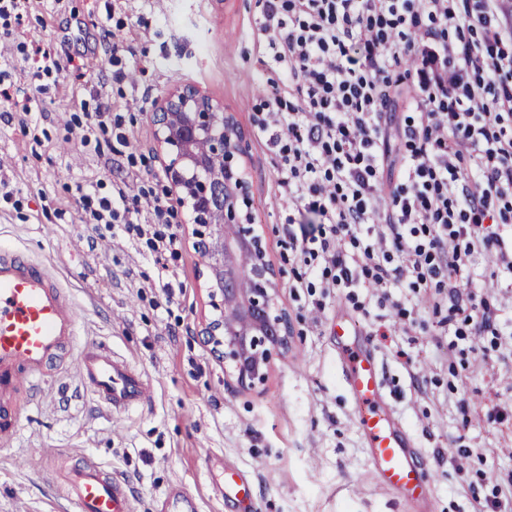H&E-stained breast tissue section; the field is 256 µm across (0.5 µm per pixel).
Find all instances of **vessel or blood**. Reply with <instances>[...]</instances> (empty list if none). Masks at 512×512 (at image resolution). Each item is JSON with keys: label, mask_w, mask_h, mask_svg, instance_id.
I'll return each instance as SVG.
<instances>
[{"label": "vessel or blood", "mask_w": 512, "mask_h": 512, "mask_svg": "<svg viewBox=\"0 0 512 512\" xmlns=\"http://www.w3.org/2000/svg\"><path fill=\"white\" fill-rule=\"evenodd\" d=\"M76 306L53 270L19 250L0 251V447H13L21 425V395L38 396L57 375L64 348L83 384L109 412L124 413L150 399L143 374L113 359L109 347L79 344ZM336 335L346 353L345 382L362 409L357 427L367 442L369 462L384 482L400 493L422 496L425 467L409 438L399 431L384 403V386L376 360L349 342V329L337 323ZM62 453L41 462L55 470L68 512H133L130 490L121 477L100 464L80 461L66 467Z\"/></svg>", "instance_id": "obj_1"}]
</instances>
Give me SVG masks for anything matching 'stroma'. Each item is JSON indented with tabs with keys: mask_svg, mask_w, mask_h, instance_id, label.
<instances>
[{
	"mask_svg": "<svg viewBox=\"0 0 512 512\" xmlns=\"http://www.w3.org/2000/svg\"><path fill=\"white\" fill-rule=\"evenodd\" d=\"M263 0H29L18 28L0 33V246L52 265L81 315L78 340L102 343L152 385L142 409L109 415L74 377L55 376L23 415L14 447H0V512H63L38 455L78 448L110 467L133 495L134 512H167L175 491L198 512H471L512 479V358L483 357L488 339L459 354L443 336V313L426 311L410 332L393 330L391 305L367 299L369 316L342 297L314 299L296 287L285 217L276 197L278 156L253 114L287 84L260 28ZM122 51H113V34ZM48 45L60 60L90 61L80 74L36 78L24 44ZM189 83L223 106L242 134L249 183L237 216L254 217L276 274L277 302L291 322L287 352L273 357L264 385L239 388L198 330L211 307L207 264L193 249L189 206L178 208L185 243L169 270L185 291L153 308L157 270L121 236L87 241L76 185L140 177L166 188L165 153L147 117L176 85ZM106 99L122 117L127 145L82 147L72 113ZM31 100L42 132L33 142L19 106ZM376 359L394 418L427 463L429 494L414 500L372 470L356 420L360 405L342 378L334 325ZM469 457L455 459L459 446ZM248 485L247 502L226 498L228 479Z\"/></svg>",
	"mask_w": 512,
	"mask_h": 512,
	"instance_id": "35a3bbf8",
	"label": "stroma"
}]
</instances>
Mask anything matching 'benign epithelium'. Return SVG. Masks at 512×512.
<instances>
[{"label":"benign epithelium","mask_w":512,"mask_h":512,"mask_svg":"<svg viewBox=\"0 0 512 512\" xmlns=\"http://www.w3.org/2000/svg\"><path fill=\"white\" fill-rule=\"evenodd\" d=\"M148 117L168 158L164 173L170 187L196 214L192 246L208 260L214 315L199 336L239 387L256 388L265 383L272 356L288 351L291 326L276 308L275 272L255 228L238 224L231 234L226 225L235 219L233 198L248 193L239 162L242 136L233 133L231 116L192 84L174 88ZM202 141L208 143L204 153L198 150Z\"/></svg>","instance_id":"1"}]
</instances>
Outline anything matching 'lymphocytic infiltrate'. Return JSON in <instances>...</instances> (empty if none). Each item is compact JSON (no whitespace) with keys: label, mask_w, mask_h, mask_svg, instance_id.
<instances>
[{"label":"lymphocytic infiltrate","mask_w":512,"mask_h":512,"mask_svg":"<svg viewBox=\"0 0 512 512\" xmlns=\"http://www.w3.org/2000/svg\"><path fill=\"white\" fill-rule=\"evenodd\" d=\"M261 29L287 91L254 116L280 158L275 183L289 209L317 215L313 235L290 234L310 287L328 297L393 288L428 291L447 308L449 345L476 336L512 355V330L488 281L512 280V9L507 0H264ZM405 64L403 76L390 69ZM395 175V186L380 171ZM90 235L119 234L158 266L183 237L169 200L127 182L79 188ZM493 270L480 273L476 255Z\"/></svg>","instance_id":"f902f5d3"}]
</instances>
